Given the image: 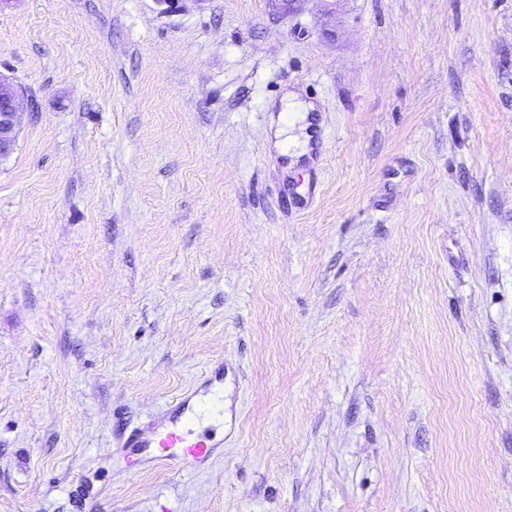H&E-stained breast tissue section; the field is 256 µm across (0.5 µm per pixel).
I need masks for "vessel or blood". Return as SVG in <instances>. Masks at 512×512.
I'll list each match as a JSON object with an SVG mask.
<instances>
[{"label": "vessel or blood", "instance_id": "obj_1", "mask_svg": "<svg viewBox=\"0 0 512 512\" xmlns=\"http://www.w3.org/2000/svg\"><path fill=\"white\" fill-rule=\"evenodd\" d=\"M206 411L202 402H194L192 395L184 393L174 397L162 414V420L149 432H131L124 440L130 454L138 455L152 449L151 462L161 469L186 470L188 462L207 461L215 446L208 433H196L194 425Z\"/></svg>", "mask_w": 512, "mask_h": 512}]
</instances>
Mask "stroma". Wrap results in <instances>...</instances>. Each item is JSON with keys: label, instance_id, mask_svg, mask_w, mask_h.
Instances as JSON below:
<instances>
[{"label": "stroma", "instance_id": "1", "mask_svg": "<svg viewBox=\"0 0 512 512\" xmlns=\"http://www.w3.org/2000/svg\"><path fill=\"white\" fill-rule=\"evenodd\" d=\"M0 73V512H512V0H0ZM24 94L0 73V158L12 153L16 144ZM315 109L313 102L303 100L296 91H287L281 100V114L275 123L274 146L279 155L291 157L292 164L303 156H310L311 112H315ZM296 129L299 133L294 134ZM187 392L174 397L167 405L161 419L148 433L131 432L123 441L130 455H139L144 448H154L150 456L154 467L184 471L189 459L202 463L207 461L218 447L208 433H194L192 427L206 411L204 402H193Z\"/></svg>", "mask_w": 512, "mask_h": 512}]
</instances>
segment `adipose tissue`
I'll use <instances>...</instances> for the list:
<instances>
[{"label":"adipose tissue","mask_w":512,"mask_h":512,"mask_svg":"<svg viewBox=\"0 0 512 512\" xmlns=\"http://www.w3.org/2000/svg\"><path fill=\"white\" fill-rule=\"evenodd\" d=\"M314 110V103L303 100L299 92L285 93L274 130V146L279 155L295 161L309 155Z\"/></svg>","instance_id":"adipose-tissue-1"}]
</instances>
